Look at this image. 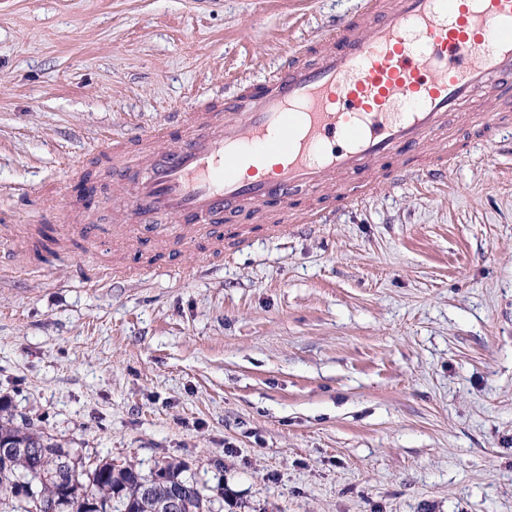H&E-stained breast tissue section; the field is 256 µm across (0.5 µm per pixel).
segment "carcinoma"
<instances>
[{
	"label": "carcinoma",
	"mask_w": 512,
	"mask_h": 512,
	"mask_svg": "<svg viewBox=\"0 0 512 512\" xmlns=\"http://www.w3.org/2000/svg\"><path fill=\"white\" fill-rule=\"evenodd\" d=\"M36 446L48 450V465L64 454V446L52 434L26 419L15 422L13 415L7 413V406L0 402V450ZM27 466V460L19 455L12 456L8 465L0 462V512H29L19 486ZM149 482L158 491L171 484H186L190 488V512H213L214 498L224 497L223 488L199 485L185 463L173 460L161 467L159 473L151 471L147 475L134 465L116 466L102 460L88 471L73 472L61 485L55 478H47L36 484V491L48 504L66 499L73 506L72 512H95L96 497L109 498L111 512H146L142 486Z\"/></svg>",
	"instance_id": "cac0c4a2"
}]
</instances>
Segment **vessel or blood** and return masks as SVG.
<instances>
[{
    "mask_svg": "<svg viewBox=\"0 0 512 512\" xmlns=\"http://www.w3.org/2000/svg\"><path fill=\"white\" fill-rule=\"evenodd\" d=\"M512 97V0H361L353 16L293 52L269 76L226 98L101 149L115 158L125 204L120 223L84 225L82 237L169 241L224 251L243 246L227 216L269 205L270 237L329 223L324 205L300 210L304 190H329L353 206L375 194L383 167L432 142L460 159L450 113L475 95ZM503 122L473 112L478 139ZM133 266L98 268L90 285L128 278Z\"/></svg>",
    "mask_w": 512,
    "mask_h": 512,
    "instance_id": "vessel-or-blood-1",
    "label": "vessel or blood"
}]
</instances>
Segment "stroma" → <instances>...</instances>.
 Returning <instances> with one entry per match:
<instances>
[{"mask_svg": "<svg viewBox=\"0 0 512 512\" xmlns=\"http://www.w3.org/2000/svg\"><path fill=\"white\" fill-rule=\"evenodd\" d=\"M358 0H0V249L36 254L72 183L203 89L270 74ZM330 224L284 239L238 216L232 259L91 288L136 252L76 237L0 270V401L83 464L187 462L217 512H512V130L434 153Z\"/></svg>", "mask_w": 512, "mask_h": 512, "instance_id": "obj_1", "label": "stroma"}]
</instances>
